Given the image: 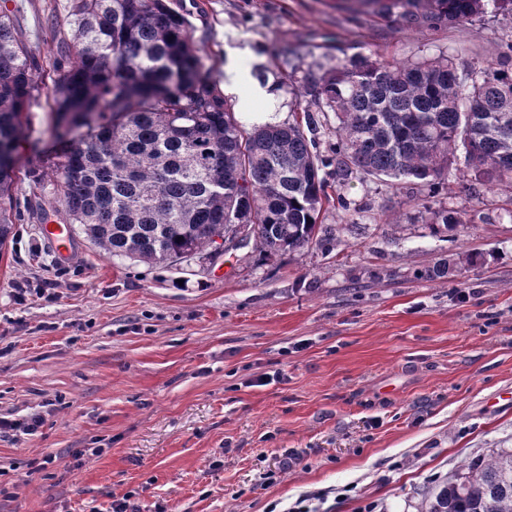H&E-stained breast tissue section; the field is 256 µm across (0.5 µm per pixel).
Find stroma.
<instances>
[{
    "label": "stroma",
    "instance_id": "obj_1",
    "mask_svg": "<svg viewBox=\"0 0 512 512\" xmlns=\"http://www.w3.org/2000/svg\"><path fill=\"white\" fill-rule=\"evenodd\" d=\"M44 0H10L30 49L57 55ZM201 62L224 79L229 50L279 92L235 96L245 124L333 113L308 82L379 52L473 64L512 41V16L393 33L346 0H172ZM59 147L47 95L19 148L28 168ZM464 157L429 194L374 179L335 186L329 248L212 264L115 261L69 225L55 250L32 207L58 205L54 178L14 185V237L0 253V418H41L0 437V512H269L315 494L320 512H420L426 491L512 448V182L470 189ZM465 223L432 232L416 200ZM444 263L448 273L430 276ZM25 285L31 293L17 299ZM101 449L98 457L88 456ZM292 464L273 483L264 473Z\"/></svg>",
    "mask_w": 512,
    "mask_h": 512
}]
</instances>
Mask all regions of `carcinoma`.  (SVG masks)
Segmentation results:
<instances>
[{
	"mask_svg": "<svg viewBox=\"0 0 512 512\" xmlns=\"http://www.w3.org/2000/svg\"><path fill=\"white\" fill-rule=\"evenodd\" d=\"M401 32L481 20L512 0H355ZM50 66V111L62 147L27 174L53 172L59 208L42 224H78L112 259L174 266L218 241L290 254L331 242L320 215L327 178L448 184L457 151L473 187L512 179V42L478 67L448 55L399 61L374 52L313 82L336 117L333 154L314 152L310 111L246 129L203 70L185 16L167 0H70ZM43 69L0 7V249L14 231L17 155ZM428 212L427 223L460 224ZM421 512H512V448L471 461L427 492Z\"/></svg>",
	"mask_w": 512,
	"mask_h": 512,
	"instance_id": "cac0c4a2",
	"label": "carcinoma"
}]
</instances>
